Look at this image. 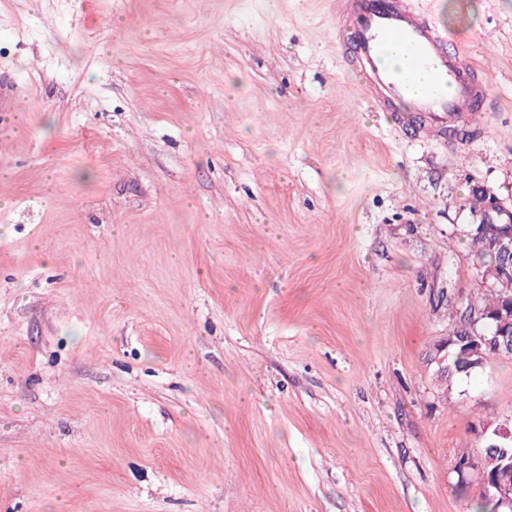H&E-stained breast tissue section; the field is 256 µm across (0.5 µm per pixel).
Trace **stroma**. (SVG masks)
<instances>
[{
  "mask_svg": "<svg viewBox=\"0 0 512 512\" xmlns=\"http://www.w3.org/2000/svg\"><path fill=\"white\" fill-rule=\"evenodd\" d=\"M494 95L414 139L329 0H0V512H473L512 358L430 347L512 207V0H439Z\"/></svg>",
  "mask_w": 512,
  "mask_h": 512,
  "instance_id": "1",
  "label": "stroma"
}]
</instances>
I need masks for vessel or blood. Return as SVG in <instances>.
<instances>
[{
	"instance_id": "obj_1",
	"label": "vessel or blood",
	"mask_w": 512,
	"mask_h": 512,
	"mask_svg": "<svg viewBox=\"0 0 512 512\" xmlns=\"http://www.w3.org/2000/svg\"><path fill=\"white\" fill-rule=\"evenodd\" d=\"M332 37L343 70L384 111L426 137L448 136L491 98L460 35L437 18L435 0H334Z\"/></svg>"
}]
</instances>
